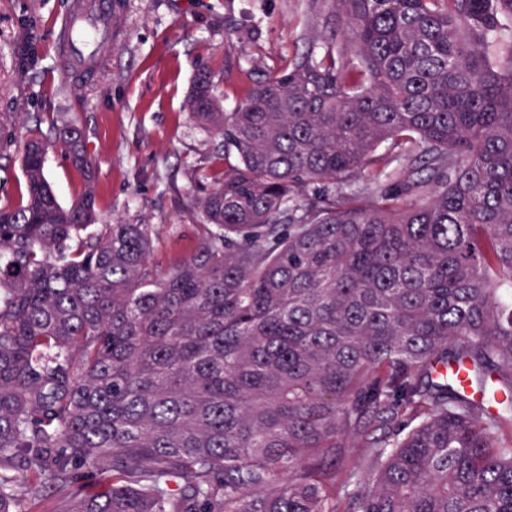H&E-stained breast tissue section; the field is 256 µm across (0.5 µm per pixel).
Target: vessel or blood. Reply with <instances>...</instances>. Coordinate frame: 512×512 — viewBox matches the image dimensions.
<instances>
[{"label": "vessel or blood", "instance_id": "vessel-or-blood-1", "mask_svg": "<svg viewBox=\"0 0 512 512\" xmlns=\"http://www.w3.org/2000/svg\"><path fill=\"white\" fill-rule=\"evenodd\" d=\"M121 10L118 0H70L56 46L72 81L82 84L94 76L89 58L103 55L116 42L120 30L113 26L112 16Z\"/></svg>", "mask_w": 512, "mask_h": 512}]
</instances>
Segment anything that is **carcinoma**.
Masks as SVG:
<instances>
[{
  "label": "carcinoma",
  "instance_id": "carcinoma-1",
  "mask_svg": "<svg viewBox=\"0 0 512 512\" xmlns=\"http://www.w3.org/2000/svg\"><path fill=\"white\" fill-rule=\"evenodd\" d=\"M335 4L353 52L232 112L197 75L224 168L172 267L76 121L0 116V512H512V0ZM45 169L59 203L63 207H69L81 190V179L71 167L61 148L57 147L49 152ZM0 201L9 197L18 200L24 189V177L18 156L0 160Z\"/></svg>",
  "mask_w": 512,
  "mask_h": 512
}]
</instances>
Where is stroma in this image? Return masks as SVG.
Instances as JSON below:
<instances>
[{
  "label": "stroma",
  "mask_w": 512,
  "mask_h": 512,
  "mask_svg": "<svg viewBox=\"0 0 512 512\" xmlns=\"http://www.w3.org/2000/svg\"><path fill=\"white\" fill-rule=\"evenodd\" d=\"M121 38L91 85L56 90L54 29L69 0H0V113L17 121L57 114L77 120L97 168L102 223L121 218L156 230L155 257L170 266L198 239L191 204L213 187L214 142L185 109L195 75L214 74L225 110L303 53L311 42L349 44L332 0H125ZM25 46L40 76L18 75ZM47 178L62 206L81 179L62 150L50 151Z\"/></svg>",
  "instance_id": "1"
}]
</instances>
